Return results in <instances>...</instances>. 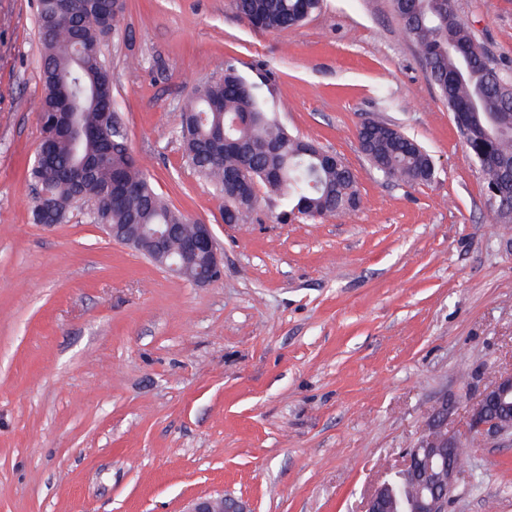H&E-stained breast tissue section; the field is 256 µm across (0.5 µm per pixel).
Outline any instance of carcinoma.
Here are the masks:
<instances>
[{
  "instance_id": "cac0c4a2",
  "label": "carcinoma",
  "mask_w": 512,
  "mask_h": 512,
  "mask_svg": "<svg viewBox=\"0 0 512 512\" xmlns=\"http://www.w3.org/2000/svg\"><path fill=\"white\" fill-rule=\"evenodd\" d=\"M321 0H232L236 13L255 28L284 31L301 25ZM405 34L417 46L431 81L458 113V127L469 159L481 168L487 192L512 195V128L500 124L499 110L512 111L509 65L478 51L470 27L448 8V0H392ZM124 0H37L43 93L41 112L52 121L73 110L79 123L112 136L76 139L54 132L47 142L53 165L35 166L28 179L39 194L32 208L38 224H60L70 209L84 206L96 224H181L192 221L156 192L129 151L113 133L122 126L112 111V74L100 46L113 33ZM227 63L218 78L199 81L181 109L185 155L197 174L224 196V223L237 224L244 204L226 197L227 176L246 172V185L266 186L295 218H321L355 210L360 199L351 170L331 163L316 144L291 135L276 120L265 92ZM226 129L244 152L212 151L214 132ZM360 146L375 169L403 182L434 177L430 155L415 139L384 123L358 131ZM134 190L126 191L127 183ZM394 512H408L414 479L396 473L389 479Z\"/></svg>"
}]
</instances>
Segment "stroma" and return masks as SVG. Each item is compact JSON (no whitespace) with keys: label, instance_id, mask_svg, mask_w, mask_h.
<instances>
[{"label":"stroma","instance_id":"stroma-1","mask_svg":"<svg viewBox=\"0 0 512 512\" xmlns=\"http://www.w3.org/2000/svg\"><path fill=\"white\" fill-rule=\"evenodd\" d=\"M512 64V0H454ZM102 55L128 145L156 191L210 224L224 260L199 287L114 242L86 209L32 219L41 139L35 0H0V512H182L224 493L252 512H362L440 407L512 369V232L391 0H322L302 26L251 27L231 0H126ZM232 63L268 79L290 133L355 175V212L286 220L282 200L225 223L178 136L194 84ZM367 121L430 154L386 178ZM482 481L448 512H512V445L468 458Z\"/></svg>","mask_w":512,"mask_h":512}]
</instances>
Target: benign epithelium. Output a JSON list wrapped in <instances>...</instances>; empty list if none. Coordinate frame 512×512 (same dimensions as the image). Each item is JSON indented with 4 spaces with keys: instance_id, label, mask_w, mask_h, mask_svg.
Here are the masks:
<instances>
[{
    "instance_id": "7a95c632",
    "label": "benign epithelium",
    "mask_w": 512,
    "mask_h": 512,
    "mask_svg": "<svg viewBox=\"0 0 512 512\" xmlns=\"http://www.w3.org/2000/svg\"><path fill=\"white\" fill-rule=\"evenodd\" d=\"M194 234L182 236L181 225L170 224L164 230H148L136 224H114L105 226L113 241L154 256L168 254L171 241L181 239L183 265H193L200 256L206 257L204 272L197 277L195 285L207 286L222 272V258L217 249L211 225L194 224ZM512 406V372H503L486 387L478 400L469 406L468 434L478 438H493L512 444V426L506 427L498 416V410ZM465 439L448 433V406H442L428 421L421 439L407 449L401 472L414 470L421 465L434 464L448 469V485L440 488L423 484L418 506L420 512H448V489H453L463 477V471L448 465V453L458 454L463 450ZM389 480L379 483L366 497L363 512H385L384 502ZM184 512H249L244 503L222 494L200 497L189 502Z\"/></svg>"
}]
</instances>
